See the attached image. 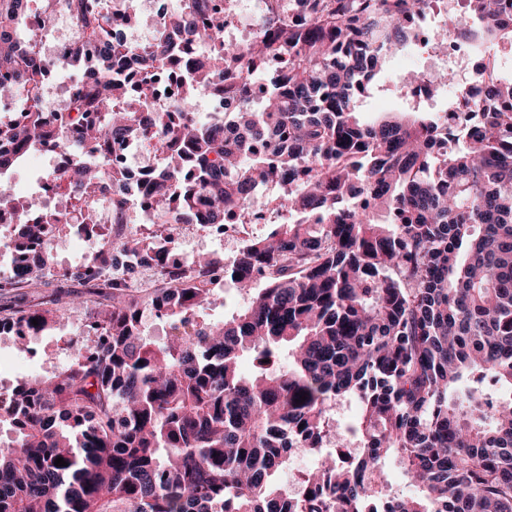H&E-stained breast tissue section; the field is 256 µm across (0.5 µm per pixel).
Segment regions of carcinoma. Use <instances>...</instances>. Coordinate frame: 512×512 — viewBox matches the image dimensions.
<instances>
[{
	"label": "carcinoma",
	"mask_w": 512,
	"mask_h": 512,
	"mask_svg": "<svg viewBox=\"0 0 512 512\" xmlns=\"http://www.w3.org/2000/svg\"><path fill=\"white\" fill-rule=\"evenodd\" d=\"M23 2L0 0V71L14 77L0 95L33 100L46 66L83 60H43ZM67 2L79 41L108 39L96 79L52 120L0 121L12 146L0 172L37 145L77 149L84 159L64 177L89 198L111 194L112 239L94 263L57 272L44 225H17L21 276L0 278V327H17L9 337L25 351L80 311L103 345L13 387L19 429L0 447V512H512V79L475 71L481 130L451 146L439 114L366 122L360 99L418 41L410 18L432 0H303L304 15L270 9L262 36L195 70L180 111H151L147 84L137 105L115 109L128 95L115 74L167 65L180 42L160 22L153 44L128 55L122 16ZM466 11L435 39L512 47V0H466ZM171 23L206 46L224 15L216 0H178ZM229 72L224 95L240 108L193 120ZM456 83L449 68L427 78L436 92ZM154 137L172 149L155 172L158 223L222 224L236 210L247 224L272 181L288 217L230 258L155 264L127 224L128 174L107 158L116 141ZM16 204L41 210L0 185V208ZM221 264L224 284L252 290L212 322ZM138 268L152 287H134ZM161 306L170 332L158 343L141 317ZM344 399L357 403L349 462L327 449L345 447L334 414ZM296 452L317 467L293 488L273 484ZM392 463L413 493L390 490Z\"/></svg>",
	"instance_id": "1"
}]
</instances>
